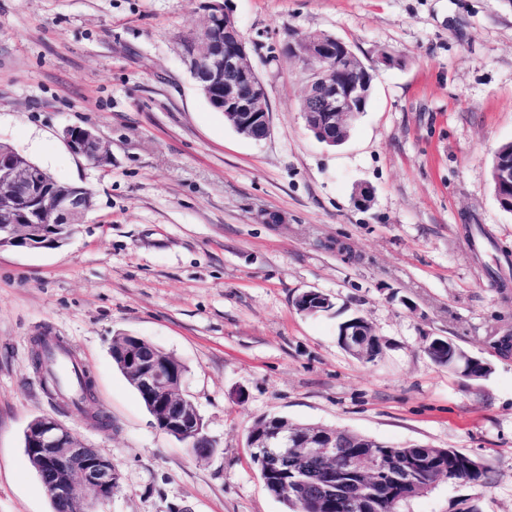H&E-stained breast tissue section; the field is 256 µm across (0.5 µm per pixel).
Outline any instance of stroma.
I'll return each mask as SVG.
<instances>
[{
    "mask_svg": "<svg viewBox=\"0 0 512 512\" xmlns=\"http://www.w3.org/2000/svg\"><path fill=\"white\" fill-rule=\"evenodd\" d=\"M205 5L0 0V142L94 194L63 245L0 250V512H53L23 448L41 416L111 458L120 487L98 512H284L247 446L265 415L491 466L488 486L443 478L405 512L464 499L512 512V355L498 349L512 336V213L491 180L512 141V0H227L268 94L261 141L209 105L183 60L178 37ZM319 33L374 70L336 147L308 129L307 72L286 50ZM69 127L94 129L111 164L74 154ZM311 290L333 308L299 312ZM354 316L384 342L375 361L338 343ZM44 331L93 377L111 431L46 394L31 362ZM123 335L187 365L212 455L154 425L112 362ZM432 337L491 374L434 363ZM448 350V356L456 358L457 361L461 365H465L463 370V375L471 380H481L485 379L490 375L492 368L490 365L483 361H473L466 357L465 351H463L460 347L452 343L451 341L433 338L428 342L425 350L430 355L433 350Z\"/></svg>",
    "mask_w": 512,
    "mask_h": 512,
    "instance_id": "obj_1",
    "label": "stroma"
}]
</instances>
